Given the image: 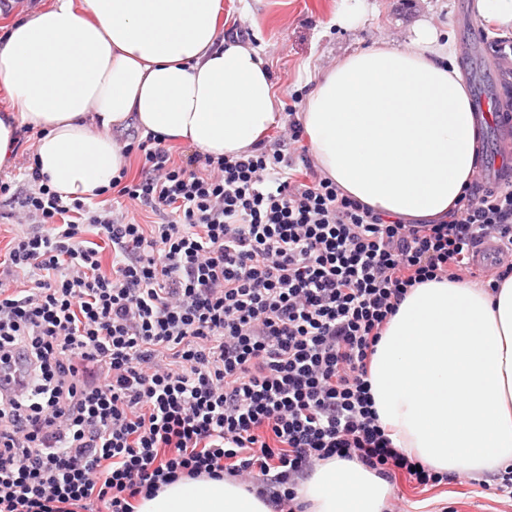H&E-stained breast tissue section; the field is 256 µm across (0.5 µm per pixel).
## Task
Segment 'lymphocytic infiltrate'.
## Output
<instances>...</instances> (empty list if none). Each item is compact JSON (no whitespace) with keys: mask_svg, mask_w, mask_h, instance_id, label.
Returning a JSON list of instances; mask_svg holds the SVG:
<instances>
[{"mask_svg":"<svg viewBox=\"0 0 512 512\" xmlns=\"http://www.w3.org/2000/svg\"><path fill=\"white\" fill-rule=\"evenodd\" d=\"M301 136L293 121L280 148L199 170L157 137L129 142L141 174L114 177L106 208L34 168L0 180L19 228L0 261V369L22 363L26 384L0 394V512H135L201 476L300 512L296 476L333 457L448 483L393 447L368 366L411 288L462 278L488 242L494 281L512 275V184L471 183L447 221L406 224L287 157Z\"/></svg>","mask_w":512,"mask_h":512,"instance_id":"1","label":"lymphocytic infiltrate"}]
</instances>
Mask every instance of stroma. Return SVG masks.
Segmentation results:
<instances>
[{
  "label": "stroma",
  "mask_w": 512,
  "mask_h": 512,
  "mask_svg": "<svg viewBox=\"0 0 512 512\" xmlns=\"http://www.w3.org/2000/svg\"><path fill=\"white\" fill-rule=\"evenodd\" d=\"M342 0H224V32L248 37L261 46L274 75L275 91L283 105L294 92H308L313 78L355 49L380 42L407 43L413 25L429 21L453 42L456 63L469 92L493 89L504 104H512V79L497 82L491 61L467 58L462 46L466 27L496 40L500 31L477 14L475 0H361L363 20L344 29L332 19ZM496 476H458L451 483L422 489L405 480L393 482V498L403 512H455L470 503L477 512H512V501L494 495Z\"/></svg>",
  "instance_id": "35a3bbf8"
}]
</instances>
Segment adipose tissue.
Returning <instances> with one entry per match:
<instances>
[{
	"label": "adipose tissue",
	"mask_w": 512,
	"mask_h": 512,
	"mask_svg": "<svg viewBox=\"0 0 512 512\" xmlns=\"http://www.w3.org/2000/svg\"><path fill=\"white\" fill-rule=\"evenodd\" d=\"M222 0H48L0 30V168L23 127L40 174L93 197L137 130L214 157L258 148L284 114L260 48L225 38ZM479 119L449 44L420 22L408 43L355 50L316 79L300 115L322 175L409 224L447 220L477 165ZM394 447L443 473L512 464V276L412 288L369 366ZM389 484L331 458L300 479L305 512H384ZM137 512H273L234 478L183 479Z\"/></svg>",
	"instance_id": "obj_1"
}]
</instances>
